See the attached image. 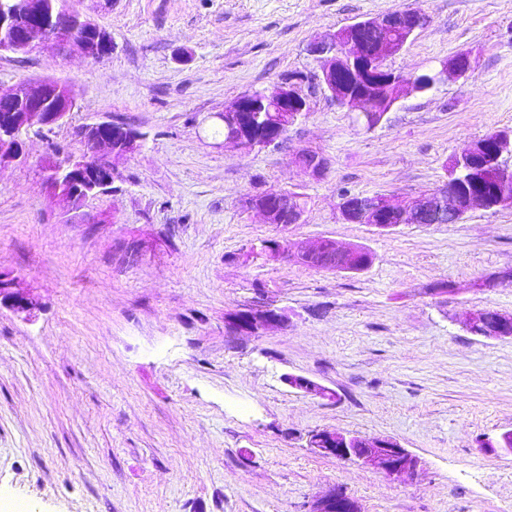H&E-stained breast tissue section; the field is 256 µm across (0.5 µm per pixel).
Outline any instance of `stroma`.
<instances>
[{
  "label": "stroma",
  "instance_id": "35a3bbf8",
  "mask_svg": "<svg viewBox=\"0 0 512 512\" xmlns=\"http://www.w3.org/2000/svg\"><path fill=\"white\" fill-rule=\"evenodd\" d=\"M112 38L104 61L54 45L0 55V92L48 77L76 106L25 160L0 167V275L39 301L0 308V501L32 512H307L331 487L361 512H512V339L467 329L512 314V207L381 231L340 220L343 193L430 194L452 158L512 128V0H67ZM417 8L429 22L386 61L417 75L459 53L465 77L398 102L375 129L338 109L308 52L354 21ZM299 78L309 112L280 147L227 144L218 113ZM143 136L112 187L64 212L47 156L82 155L79 127ZM324 155L318 179L293 162ZM290 190L302 223L243 206ZM360 245L336 273L261 256L265 241ZM275 309L268 333L227 329ZM306 377L334 400L291 388ZM318 429L396 441L419 460L394 477L316 453Z\"/></svg>",
  "mask_w": 512,
  "mask_h": 512
}]
</instances>
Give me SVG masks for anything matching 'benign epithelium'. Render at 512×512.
<instances>
[{"instance_id": "benign-epithelium-1", "label": "benign epithelium", "mask_w": 512, "mask_h": 512, "mask_svg": "<svg viewBox=\"0 0 512 512\" xmlns=\"http://www.w3.org/2000/svg\"><path fill=\"white\" fill-rule=\"evenodd\" d=\"M52 0H6L0 5V53L27 54L41 49L45 43H54L64 54L78 53L92 61H99L98 44L109 40L107 34L91 21L76 16V22L59 32L50 25L37 20L47 13ZM428 22V17L419 9L393 10L380 16L359 20L355 23L316 38L309 45V53L320 64L318 84L336 104L350 111L360 110L363 127L376 128L386 112L373 109L366 98L347 92L343 76L350 72L362 76L371 86L372 97L389 106L396 101L389 97L392 86L399 87L398 98L410 93H425L448 78L452 73L465 77L472 70L470 56L457 54L440 63V69L429 76L403 75L389 70L388 57L397 54L414 33ZM402 33L399 39L385 36L386 31ZM75 106V96L70 87L49 80H23L8 94H0V165L24 159L20 133L33 131L43 134L64 123ZM309 111L306 97L293 80L282 84L274 93L256 96L245 94L224 108L221 120L226 132L224 141L237 145L245 152L270 146L264 129L256 128V121L249 120L246 113L281 112V127L287 128ZM79 135L84 142L95 148L106 147L115 159L126 157L140 147V135L131 127L118 122L103 121L83 126ZM512 156V132L497 138L493 151L478 162L482 176L496 182L508 183L512 168L503 165V155ZM296 164L313 179L321 178L328 169V159L317 152H300ZM46 181L53 195L66 211L79 208L88 198L102 194L112 185L114 166L107 161V174L96 179L97 169L89 164L87 156L80 158H50L46 162ZM246 207L264 214L270 224H299L303 206L287 190H273L262 202L252 198L245 201ZM477 206L511 207L512 193L508 190L493 196L482 193L460 199L440 190L424 198L402 203L385 196H358L345 198L340 206L342 219L348 223L370 224L379 230L393 229L401 224L426 221L440 223L452 214L463 219ZM357 251L354 246L339 247L325 239L310 247L296 246L288 240H276L264 251L267 258L277 260L293 257L305 264L321 261L325 252L348 255ZM7 303L18 312H31L37 301L31 294L12 287L11 280L0 276V305ZM283 316L274 309L244 310L235 316L229 325L238 331L255 332L280 327ZM468 329H480L486 338H512V315L497 314L495 322L487 320V311L471 313ZM288 386L322 398L333 399L335 393L302 376L286 377ZM310 447L322 455L338 459H356L365 465L374 466L389 476L417 473L418 459L396 442L377 438L346 435L334 430L322 429L313 432ZM310 512H360L358 503L343 492L330 489L318 499Z\"/></svg>"}]
</instances>
